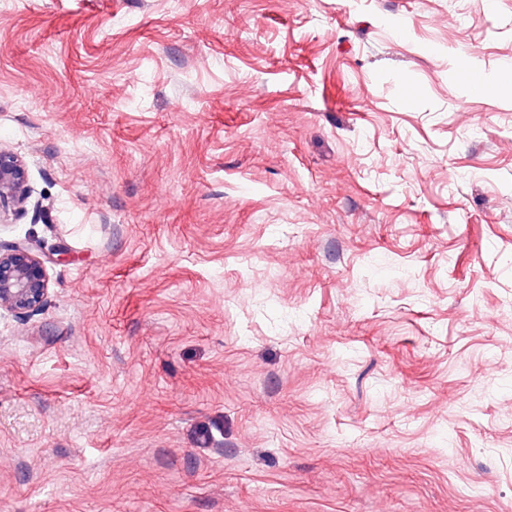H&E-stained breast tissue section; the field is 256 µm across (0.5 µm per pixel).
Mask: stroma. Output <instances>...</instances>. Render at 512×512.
I'll return each instance as SVG.
<instances>
[{"mask_svg": "<svg viewBox=\"0 0 512 512\" xmlns=\"http://www.w3.org/2000/svg\"><path fill=\"white\" fill-rule=\"evenodd\" d=\"M508 60L512 0H0V512H512ZM27 175L23 160L16 154L0 149V206L11 200L22 206L28 199ZM49 282L36 241L0 244V309L18 317L38 311L47 302Z\"/></svg>", "mask_w": 512, "mask_h": 512, "instance_id": "1", "label": "stroma"}]
</instances>
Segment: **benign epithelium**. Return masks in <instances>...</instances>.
Returning a JSON list of instances; mask_svg holds the SVG:
<instances>
[{
	"label": "benign epithelium",
	"instance_id": "7a95c632",
	"mask_svg": "<svg viewBox=\"0 0 512 512\" xmlns=\"http://www.w3.org/2000/svg\"><path fill=\"white\" fill-rule=\"evenodd\" d=\"M28 199L23 160L0 149V203L22 206ZM49 276L36 241L24 239L0 245V309L25 317L41 309L49 295Z\"/></svg>",
	"mask_w": 512,
	"mask_h": 512
}]
</instances>
